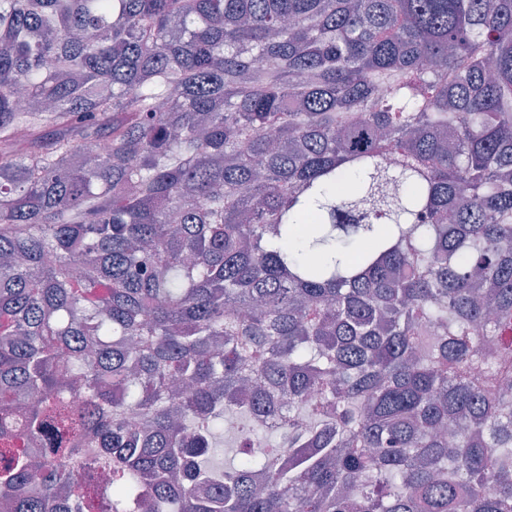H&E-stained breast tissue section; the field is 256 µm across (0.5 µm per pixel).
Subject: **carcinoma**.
Wrapping results in <instances>:
<instances>
[{"label":"carcinoma","instance_id":"cac0c4a2","mask_svg":"<svg viewBox=\"0 0 512 512\" xmlns=\"http://www.w3.org/2000/svg\"><path fill=\"white\" fill-rule=\"evenodd\" d=\"M0 500L512 512V0H0Z\"/></svg>","mask_w":512,"mask_h":512}]
</instances>
